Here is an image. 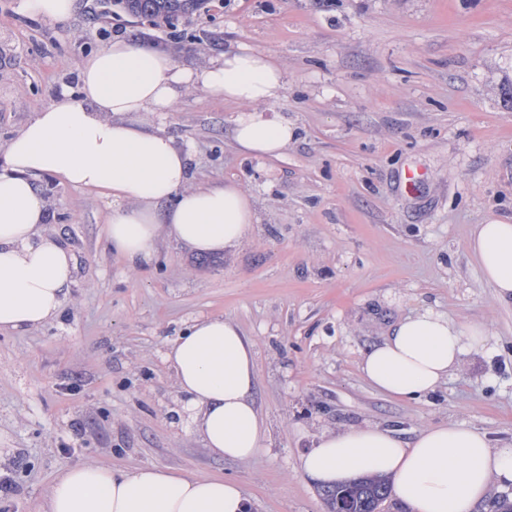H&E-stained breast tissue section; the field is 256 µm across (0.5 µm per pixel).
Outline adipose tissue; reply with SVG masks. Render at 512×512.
<instances>
[{
    "instance_id": "1",
    "label": "adipose tissue",
    "mask_w": 512,
    "mask_h": 512,
    "mask_svg": "<svg viewBox=\"0 0 512 512\" xmlns=\"http://www.w3.org/2000/svg\"><path fill=\"white\" fill-rule=\"evenodd\" d=\"M198 86L238 104L232 137L240 154L282 155L295 137L264 104L280 98L286 72L248 48L196 69L167 54L115 38L86 56L76 89L62 88L0 147V333H23L59 318L74 282V256L45 226L43 178L108 194L105 239L128 269L152 265L162 240L201 255L239 246L256 215L233 181L191 182V149L154 127L149 112L172 111L182 90ZM468 250L502 300H512V224L475 225ZM483 325L461 326L423 309L400 320L364 355L374 389L403 400L435 392ZM194 432L215 457L251 459L265 439L253 389L252 343L221 316L194 320L165 352ZM302 471L325 487L364 476L391 478L412 512H474L492 484H512V448L492 447L485 432L461 425L426 427L406 439L396 429L326 432L304 454ZM233 481L145 467L128 473L95 463L62 471L43 512H245Z\"/></svg>"
}]
</instances>
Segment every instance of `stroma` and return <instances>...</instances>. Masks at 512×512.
I'll return each mask as SVG.
<instances>
[{"mask_svg":"<svg viewBox=\"0 0 512 512\" xmlns=\"http://www.w3.org/2000/svg\"><path fill=\"white\" fill-rule=\"evenodd\" d=\"M0 0V145L65 86L91 50L120 36L193 70L240 47L279 60L271 114L295 138L274 160L239 155L238 108L187 92L152 122L191 148L195 183L237 181L257 219L246 241L200 256L161 245L159 269L113 257L104 193L44 181L46 226L75 258L64 314L0 334V512H41L64 468L164 467L237 482L248 512H329L300 470L325 431L459 424L512 442V302L468 252L473 225L512 223V0H208L177 30L77 0L63 22ZM418 170L415 191L406 170ZM487 329L432 395L397 401L359 364L421 309ZM221 315L255 351L268 429L244 462L196 435L163 360L190 320Z\"/></svg>","mask_w":512,"mask_h":512,"instance_id":"obj_1","label":"stroma"}]
</instances>
